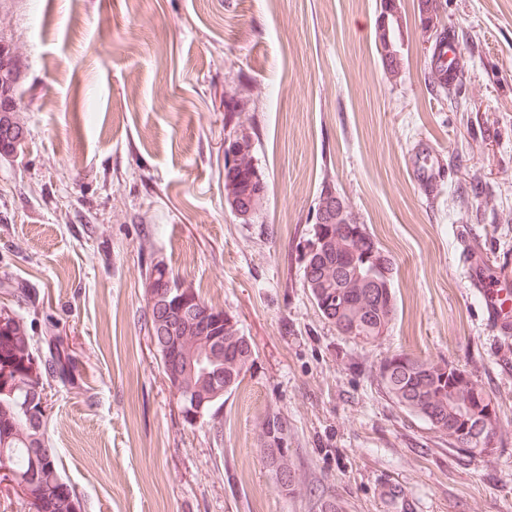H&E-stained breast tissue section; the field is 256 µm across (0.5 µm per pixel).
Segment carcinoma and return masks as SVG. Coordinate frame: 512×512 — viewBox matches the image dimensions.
Here are the masks:
<instances>
[{
    "instance_id": "1",
    "label": "carcinoma",
    "mask_w": 512,
    "mask_h": 512,
    "mask_svg": "<svg viewBox=\"0 0 512 512\" xmlns=\"http://www.w3.org/2000/svg\"><path fill=\"white\" fill-rule=\"evenodd\" d=\"M379 8L376 48L386 74L395 81L403 71L400 17L395 0H380ZM419 11L421 23L436 27L430 48L428 79L437 93L448 99L463 84V48L442 23L436 0H420ZM444 47L454 51L457 59L443 74L435 69V63ZM20 81L21 71L12 38L0 32V118L16 117ZM228 134L232 139L224 153L237 155L238 163L224 169L226 203L247 222L262 207L265 182L256 163L251 135L241 129L239 123L231 127ZM343 206L342 217H337L333 210L312 226L309 240L318 245L321 256L315 263L310 258L303 260V287L307 288L321 317L331 323L338 334L371 344L381 339V327H391L395 319V300L353 287L342 266H349L352 272L359 269L383 281L393 278V263L379 250L365 224H357L359 218L352 207L346 202ZM349 228L360 230V236L348 257L340 258L336 255V238L344 236ZM145 280L146 284L161 286L169 293V297L146 305L147 331H158L157 313L166 310L167 305L182 297V293H189L188 309L195 311L200 320H208L210 330L205 333L196 328L183 330L168 340L169 347L180 355H190L199 346L198 337L206 333L224 337V348L219 354L220 363L216 370L223 372L227 392L237 389L243 381L241 371L248 367L253 354L252 344L240 331L237 322L231 321V316L224 310L205 304L199 294L184 285L162 260L150 261L145 269ZM336 297L339 298V311L331 317L322 310V305ZM0 317L3 318L0 336L8 339L7 357L0 366L6 362L13 365L10 375L18 384V389L12 394L0 391V421H10L14 425L6 455L0 456V486L7 491L10 489L8 482L18 479L26 484L24 495L15 496L25 512H82L81 497L75 486L64 478L57 454L45 440L46 421L38 423L28 416L26 392V387L33 384L36 377L74 382L77 372L75 355L55 332V325L47 326L45 334L37 341L35 323L12 304L0 303ZM382 364L390 366L388 374L377 369L376 377L382 391L398 407L422 418L432 429L448 436V447L462 451L465 437L459 431L475 424L472 417H458L452 409L453 403L468 397L473 402L475 414L486 422V434L495 435L500 424L497 405L488 391L466 371L459 368L449 371L446 363H435L404 353L393 354ZM280 431L277 420L264 421L260 454L267 467L270 463L266 449L279 447ZM381 495L398 512H412L398 484L385 485Z\"/></svg>"
}]
</instances>
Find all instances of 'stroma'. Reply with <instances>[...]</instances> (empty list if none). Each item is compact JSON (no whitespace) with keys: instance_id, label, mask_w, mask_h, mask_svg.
Masks as SVG:
<instances>
[{"instance_id":"1","label":"stroma","mask_w":512,"mask_h":512,"mask_svg":"<svg viewBox=\"0 0 512 512\" xmlns=\"http://www.w3.org/2000/svg\"><path fill=\"white\" fill-rule=\"evenodd\" d=\"M404 71L385 74L379 0H0L22 71L23 153L0 157V277L15 308L51 320L75 383L50 380L45 436L86 512H512V338L467 286L459 240L512 260V0H441L466 42L463 85L427 80L420 0H397ZM244 100L265 181L250 221L224 192V104ZM438 154L433 189L412 175ZM335 185L393 265L396 312L378 342L339 335L302 285V248ZM169 264L253 346L216 418L184 420L144 325V270ZM406 352L464 368L499 405L492 454L380 393ZM287 423L299 481L279 492L260 457Z\"/></svg>"}]
</instances>
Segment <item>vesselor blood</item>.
Listing matches in <instances>:
<instances>
[{
  "label": "vessel or blood",
  "instance_id": "1",
  "mask_svg": "<svg viewBox=\"0 0 512 512\" xmlns=\"http://www.w3.org/2000/svg\"><path fill=\"white\" fill-rule=\"evenodd\" d=\"M464 264L468 270V285L484 294L487 320L501 335H512V307L500 297L501 288L512 286V264L501 263L495 279H488L485 267L487 258L477 257L471 244L463 246Z\"/></svg>",
  "mask_w": 512,
  "mask_h": 512
}]
</instances>
